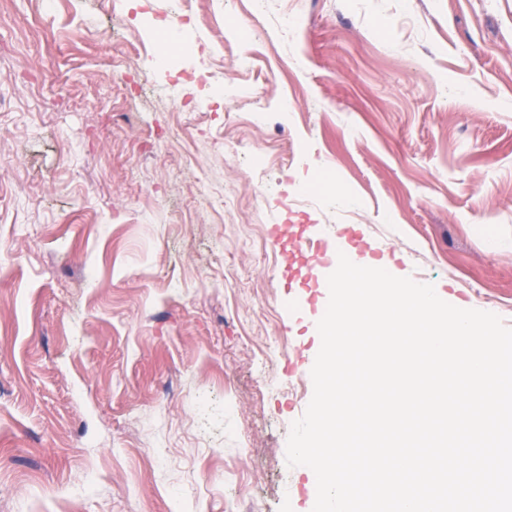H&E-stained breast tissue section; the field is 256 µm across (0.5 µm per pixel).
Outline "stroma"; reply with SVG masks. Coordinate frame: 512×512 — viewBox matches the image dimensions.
I'll list each match as a JSON object with an SVG mask.
<instances>
[{"mask_svg": "<svg viewBox=\"0 0 512 512\" xmlns=\"http://www.w3.org/2000/svg\"><path fill=\"white\" fill-rule=\"evenodd\" d=\"M115 2L0 0V512H312L330 269L273 241L512 326V0Z\"/></svg>", "mask_w": 512, "mask_h": 512, "instance_id": "stroma-1", "label": "stroma"}]
</instances>
